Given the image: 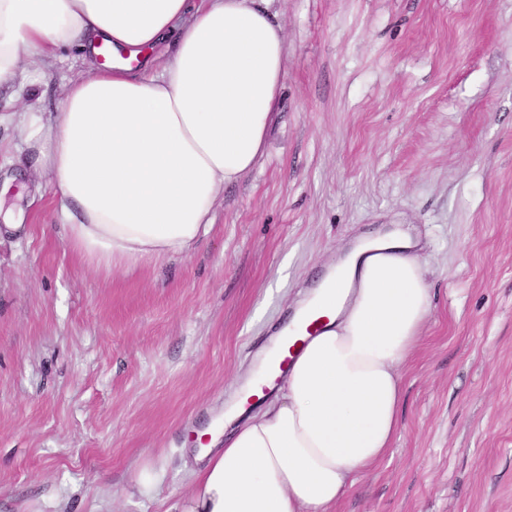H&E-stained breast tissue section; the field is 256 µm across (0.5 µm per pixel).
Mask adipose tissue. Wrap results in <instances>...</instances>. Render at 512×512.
<instances>
[{
  "label": "adipose tissue",
  "mask_w": 512,
  "mask_h": 512,
  "mask_svg": "<svg viewBox=\"0 0 512 512\" xmlns=\"http://www.w3.org/2000/svg\"><path fill=\"white\" fill-rule=\"evenodd\" d=\"M268 0H0V84L24 57L77 49L88 67L53 117L0 114L25 166L48 174L67 243L109 272L191 254L214 205L262 155L283 80ZM173 48L164 61L154 50ZM117 58L98 63L101 48ZM418 242L395 224L343 249L224 414L199 432L203 466L180 512H332L399 427L400 368L430 310ZM317 330L277 373L286 337ZM275 398L253 415L260 385Z\"/></svg>",
  "instance_id": "ef3b65f1"
}]
</instances>
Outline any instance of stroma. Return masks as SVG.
Here are the masks:
<instances>
[{
    "instance_id": "obj_1",
    "label": "stroma",
    "mask_w": 512,
    "mask_h": 512,
    "mask_svg": "<svg viewBox=\"0 0 512 512\" xmlns=\"http://www.w3.org/2000/svg\"><path fill=\"white\" fill-rule=\"evenodd\" d=\"M284 86L264 154L192 254L103 273L51 179L0 153V512H176L223 416L342 248L420 238L431 309L385 458L333 512H512V0H268ZM60 53L0 113L58 111ZM161 472L156 498L139 470Z\"/></svg>"
}]
</instances>
